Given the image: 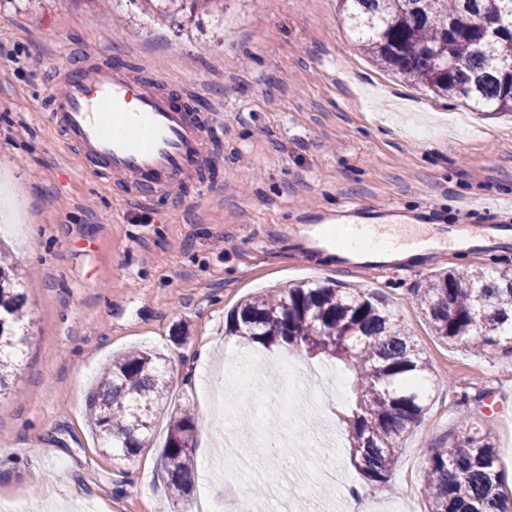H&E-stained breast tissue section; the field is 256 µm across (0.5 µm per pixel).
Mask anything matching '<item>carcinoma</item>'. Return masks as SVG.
<instances>
[{
    "label": "carcinoma",
    "instance_id": "obj_1",
    "mask_svg": "<svg viewBox=\"0 0 512 512\" xmlns=\"http://www.w3.org/2000/svg\"><path fill=\"white\" fill-rule=\"evenodd\" d=\"M150 9L192 21L198 6L224 0H143ZM358 43L382 67L436 94L512 111V0H339ZM20 262L0 254V395L12 389L28 343L26 299L18 288ZM432 336L465 343L487 358L512 355V277L441 270L412 290ZM228 332L247 343L326 353L354 373L357 398L343 418L349 455L365 483L391 478L396 451L427 410L415 386L429 366L413 336L369 293L333 282L294 284L241 302ZM164 355L136 348L107 363L86 398L101 450L124 465L152 445L155 411L167 404ZM202 419L189 408L170 415L158 463L171 497L187 494L194 476V434ZM491 430L463 417L448 447L424 461L428 512H512Z\"/></svg>",
    "mask_w": 512,
    "mask_h": 512
}]
</instances>
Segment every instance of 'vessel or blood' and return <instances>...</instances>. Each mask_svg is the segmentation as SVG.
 <instances>
[{
    "mask_svg": "<svg viewBox=\"0 0 512 512\" xmlns=\"http://www.w3.org/2000/svg\"><path fill=\"white\" fill-rule=\"evenodd\" d=\"M63 76L50 93L49 117L74 147L87 172L106 182L120 177L131 195L151 204L161 193L199 184L216 160L205 150L221 137L213 113L176 104L164 79L147 81L117 65L63 66ZM363 209L351 206L338 214L321 213L304 224L298 236L306 248L335 249L336 265L348 271L418 273L422 264L405 259V251L428 258L448 247L485 251L507 246V236L449 233L439 228L408 239L396 233L380 236L376 225L360 222Z\"/></svg>",
    "mask_w": 512,
    "mask_h": 512,
    "instance_id": "b4317fda",
    "label": "vessel or blood"
}]
</instances>
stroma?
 Instances as JSON below:
<instances>
[{
    "label": "stroma",
    "instance_id": "1",
    "mask_svg": "<svg viewBox=\"0 0 512 512\" xmlns=\"http://www.w3.org/2000/svg\"><path fill=\"white\" fill-rule=\"evenodd\" d=\"M198 17L181 30L129 0H113L106 18L98 0H0V187L22 216L0 241L21 263L30 318L19 393L0 397V504L194 512L205 493L233 512L231 478L208 475L226 455L249 474L263 512H346V490L360 480L337 418L356 398L351 372L226 331L244 298L316 279L377 295L429 364L426 413L389 483L365 487L366 512H427L423 457L452 441L466 415L492 429L512 488V357L436 340L410 294L423 274L343 272L291 234L304 214L352 201L408 216L429 206L442 224L466 226L462 204L512 199V112L469 109L383 70L338 0H224L220 29ZM117 58L144 79L165 77L172 93L190 88L196 109L223 122L209 192L191 186L139 206L119 180L96 181L51 126L55 64ZM433 267L512 274V249H451ZM132 346L167 355L173 390L156 413V449L122 471L99 448L85 399L103 362ZM231 362L251 374L255 410L228 420L200 388L238 401L224 382ZM180 404L203 423L194 482L176 502L157 448ZM256 412L277 431L297 425L309 447H249Z\"/></svg>",
    "mask_w": 512,
    "mask_h": 512
}]
</instances>
